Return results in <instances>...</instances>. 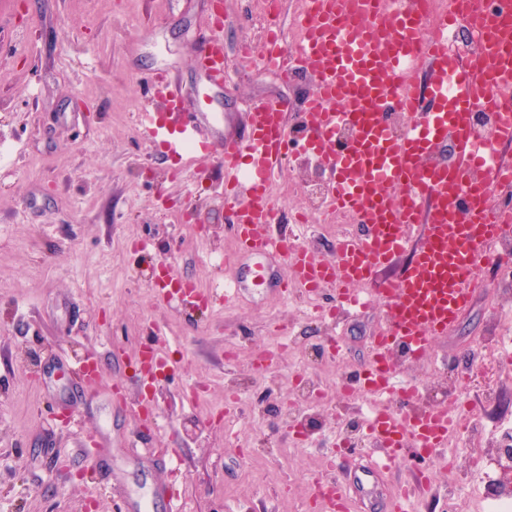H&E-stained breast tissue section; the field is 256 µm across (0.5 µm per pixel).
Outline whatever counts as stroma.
<instances>
[{"instance_id":"35a3bbf8","label":"stroma","mask_w":512,"mask_h":512,"mask_svg":"<svg viewBox=\"0 0 512 512\" xmlns=\"http://www.w3.org/2000/svg\"><path fill=\"white\" fill-rule=\"evenodd\" d=\"M213 3L0 0V512H118L109 472L141 512H309L310 481L336 474L330 449L319 445L336 428L335 412L320 408L295 436L276 413L287 402L276 391L257 441L239 443L224 425L225 401L234 383L258 376L259 356L272 355L277 375L330 337L343 342L349 371L358 370L370 336L386 326L384 309L333 328L302 323L275 286L288 272L281 260L271 285L230 308L185 310L149 286L166 261L182 280L210 288L218 275L235 274L241 257L216 269L233 243L224 175L202 150L165 154L138 126V112L163 107L139 75L173 72L186 112L210 96L216 139L241 130L255 101L282 99L295 112L313 91L312 81L240 63L242 46L261 41L263 0H224V53L237 71L208 88L194 60ZM197 167L204 173L190 181ZM318 176L304 158L290 159L272 195L283 217L277 232H291L301 191ZM191 207L200 219L192 233L184 218ZM499 296L493 281L482 284L429 362L408 367L430 402L481 410L478 388L435 386L441 363L495 341ZM155 324L176 367L152 389L158 430L150 436L130 362ZM293 332L305 347H280ZM236 345L245 352L239 360L228 356ZM89 354L101 379L68 398L74 378L54 359ZM53 395L103 435L98 461L82 456L76 431L53 421Z\"/></svg>"}]
</instances>
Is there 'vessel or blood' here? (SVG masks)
Instances as JSON below:
<instances>
[{"mask_svg": "<svg viewBox=\"0 0 512 512\" xmlns=\"http://www.w3.org/2000/svg\"><path fill=\"white\" fill-rule=\"evenodd\" d=\"M472 19L473 50L448 46V30L463 16ZM307 33L296 50L286 49L268 31L257 55L265 68H280L293 78H312L314 90L296 113L297 138L285 127V107L273 100L253 104L243 132L210 141L211 102L168 125L161 113L144 110L140 123L173 155L187 147L204 148L224 169L228 185L243 198L232 212L230 229L241 255L253 258L247 272L223 287L199 294L176 277L170 263H159L151 286L161 301L192 308L239 299L266 281V258L285 254L298 287L330 296L331 311L346 317L373 298L387 310L386 329L377 336L356 388L385 393L367 427L378 456L355 471L351 484L323 482L315 512H347V490L369 494L379 472L390 464L421 462L447 447L457 429L454 413L434 405L411 413L401 407L413 394L400 383L396 352L420 361L437 338L447 335L469 305L476 284L490 267L489 243L511 234L496 219L489 202L492 187L512 183V164H491L489 147L512 144V0H450L445 11L421 16L418 0H306ZM200 70L213 85L229 76L224 58V23L213 20L201 48ZM150 97L176 111L181 98L176 79L153 72L144 79ZM488 101L495 116L491 140L472 128L473 113ZM409 108L408 130L396 134L388 116ZM455 161L441 162L446 142ZM323 164L335 208L359 226L355 236L336 241L333 258L316 259L305 246L275 236L277 220L270 187L289 155ZM409 261L393 278L381 272L395 259ZM162 337L138 353L141 410L152 416L150 385L166 362ZM71 373L78 386L99 377L95 357L82 358ZM414 489L398 492L388 512H412L415 488L429 475L414 474Z\"/></svg>", "mask_w": 512, "mask_h": 512, "instance_id": "1", "label": "vessel or blood"}]
</instances>
